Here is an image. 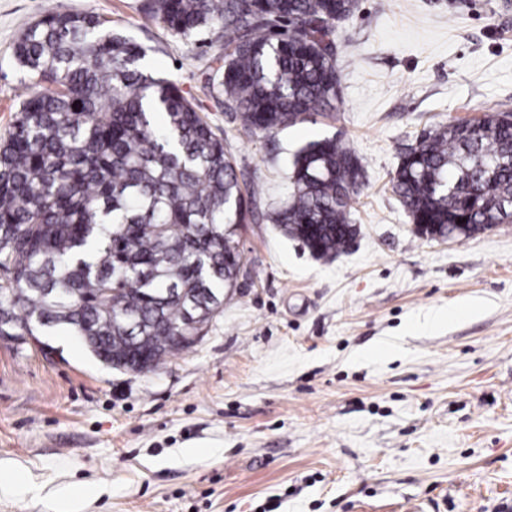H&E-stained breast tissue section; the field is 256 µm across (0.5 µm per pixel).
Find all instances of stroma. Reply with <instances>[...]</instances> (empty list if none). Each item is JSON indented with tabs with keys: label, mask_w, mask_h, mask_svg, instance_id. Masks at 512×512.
I'll return each mask as SVG.
<instances>
[{
	"label": "stroma",
	"mask_w": 512,
	"mask_h": 512,
	"mask_svg": "<svg viewBox=\"0 0 512 512\" xmlns=\"http://www.w3.org/2000/svg\"><path fill=\"white\" fill-rule=\"evenodd\" d=\"M55 0H0V136L29 92L14 42ZM144 45L232 154L259 210L293 153L341 137L364 166L348 253L277 225L237 231L244 265L196 344L121 372L62 331L0 342V512H512V223L417 237L392 189L409 144L512 107V0H358L336 26L341 96L266 138L212 97L214 35L148 23L144 0H64Z\"/></svg>",
	"instance_id": "1"
}]
</instances>
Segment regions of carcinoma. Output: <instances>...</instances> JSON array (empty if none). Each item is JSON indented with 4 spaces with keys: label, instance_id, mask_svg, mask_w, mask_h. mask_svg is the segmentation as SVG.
Returning <instances> with one entry per match:
<instances>
[{
    "label": "carcinoma",
    "instance_id": "cac0c4a2",
    "mask_svg": "<svg viewBox=\"0 0 512 512\" xmlns=\"http://www.w3.org/2000/svg\"><path fill=\"white\" fill-rule=\"evenodd\" d=\"M357 0H148L147 16L222 53L207 85L224 111L275 135L340 98L334 34ZM143 45L93 13L56 6L26 25L14 59L30 78L0 138V289L8 320L63 329L116 370L154 371L195 344L209 299L238 276L240 224L262 219L317 258L346 252L361 160L333 136L292 161V191L257 212L259 192L180 89L146 74ZM429 240L512 223V109L423 131L392 178ZM466 219L460 228L457 221Z\"/></svg>",
    "mask_w": 512,
    "mask_h": 512
}]
</instances>
